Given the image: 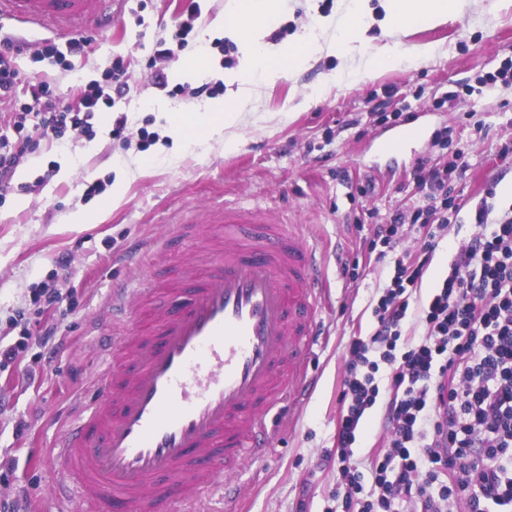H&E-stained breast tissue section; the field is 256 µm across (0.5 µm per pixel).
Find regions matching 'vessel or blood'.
I'll return each mask as SVG.
<instances>
[{"label":"vessel or blood","instance_id":"vessel-or-blood-1","mask_svg":"<svg viewBox=\"0 0 512 512\" xmlns=\"http://www.w3.org/2000/svg\"><path fill=\"white\" fill-rule=\"evenodd\" d=\"M122 0H0L61 31L111 27ZM173 279L112 291L120 329L96 400L56 440L84 512H199L219 472L269 450L268 414L296 406L320 331L321 262L297 225L258 205L209 207Z\"/></svg>","mask_w":512,"mask_h":512}]
</instances>
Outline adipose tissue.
Wrapping results in <instances>:
<instances>
[{"instance_id": "1", "label": "adipose tissue", "mask_w": 512, "mask_h": 512, "mask_svg": "<svg viewBox=\"0 0 512 512\" xmlns=\"http://www.w3.org/2000/svg\"><path fill=\"white\" fill-rule=\"evenodd\" d=\"M380 5L383 15L378 18L369 0H348L344 17L310 26L293 42L273 47L265 37L282 15L283 0H239L236 12L220 23L225 38L239 47L238 69L225 76L228 90L223 98L189 112L166 113L172 146L163 164L176 165L184 153L213 140H223L228 150L239 148V140L225 137L224 132L244 121L246 97L258 86L306 69L322 53L339 57L361 53V67L368 73L385 65L416 68L429 56V49L410 50L395 41L374 50L368 30L377 25L390 35L435 25L458 11L462 0H380Z\"/></svg>"}]
</instances>
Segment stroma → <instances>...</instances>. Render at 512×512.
<instances>
[{"instance_id": "1", "label": "stroma", "mask_w": 512, "mask_h": 512, "mask_svg": "<svg viewBox=\"0 0 512 512\" xmlns=\"http://www.w3.org/2000/svg\"><path fill=\"white\" fill-rule=\"evenodd\" d=\"M237 0H125L112 29L87 30L86 53L72 57L70 36L4 18L0 33L20 39L26 50L15 56L22 80L42 78L62 101L74 102L78 87L103 80L114 68L123 71V91L112 111L128 119V138L109 137L106 116H96L92 131L67 130L64 146H41L18 170L14 187L0 203V348L26 340L14 363L0 368V500L19 503L20 512H80L75 494L58 493L63 473L53 458V444L93 395L94 383L112 345V286L143 281L152 269L129 262L131 248L156 251L170 241L168 266L187 256L171 237L175 222L217 202L260 205L281 219L300 225L328 270L320 320L324 334L308 368L316 384L308 401L291 419L270 418L276 431L269 454L246 460L234 474L239 512H340L336 492L342 481L336 464L338 401L347 374L346 345L352 337L369 338L372 309L393 274L394 258L415 254L417 234L401 238L394 256L378 258L364 247L358 228L369 215L384 219L399 209L412 213L423 203L411 173L420 159L445 165L455 150L467 146L469 167L451 183L452 197L476 203L491 181L500 188L497 211L512 208V154L501 157L512 141V82L498 79L512 63V0H464L444 23L419 27L402 36L407 47L431 48L416 69L385 66L353 82L327 83L328 75L350 67V60L322 54L298 73L262 87L244 105L263 115L239 134L235 151L214 146L210 153H186L177 167L155 164L150 175L130 180L126 197L94 224H74L72 212L94 211L108 196L122 167L154 161L171 144L165 112H188L201 99L195 87L223 81L238 67L237 45L217 36L218 21L235 11ZM343 0H285L280 20L267 41L282 45L304 27L342 12ZM191 20L187 53L204 52L207 71L193 77L179 73L177 58L156 59L161 41L176 25ZM52 42L53 52L42 51ZM169 75V88L156 85L155 69ZM324 84L322 96L307 100L310 88ZM395 98L410 119L425 129L417 142L383 155L378 142L396 134L388 98ZM158 140L143 146V132ZM448 144L435 146L436 132ZM51 180H44L45 171ZM375 176L374 194L352 198L364 175ZM102 181L104 191L85 198V184ZM472 226L439 240L422 281L410 299L412 310L404 337L422 338L419 318L433 289ZM71 257V274L56 273L61 254ZM358 261L356 280L345 278L342 262ZM56 289L61 301L47 309L33 300L35 289ZM52 328L42 341L38 333ZM389 398L381 392L365 418L355 444V459L366 464L389 434L382 412Z\"/></svg>"}]
</instances>
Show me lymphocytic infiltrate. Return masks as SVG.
Wrapping results in <instances>:
<instances>
[{
    "label": "lymphocytic infiltrate",
    "instance_id": "f902f5d3",
    "mask_svg": "<svg viewBox=\"0 0 512 512\" xmlns=\"http://www.w3.org/2000/svg\"><path fill=\"white\" fill-rule=\"evenodd\" d=\"M30 89L40 107L36 123L24 107L0 114L1 193L38 140L50 144L67 129H89L95 113L111 111L122 82L120 73H109L79 89L73 107L48 81L31 82ZM467 166L461 148L448 167L419 161L413 178L426 191L424 206L409 217L394 211L373 227L371 247L394 250L409 226L423 246L412 261L395 259L373 309L371 336L348 343L351 361L340 391L347 411L336 426L347 512H454L461 501L468 512H488L491 504L512 508V212L497 213L494 188L472 209L474 231L422 310L423 338L402 339L412 290L462 210L448 198V174ZM383 366L390 437L362 471L353 446L366 410L377 402Z\"/></svg>",
    "mask_w": 512,
    "mask_h": 512
}]
</instances>
